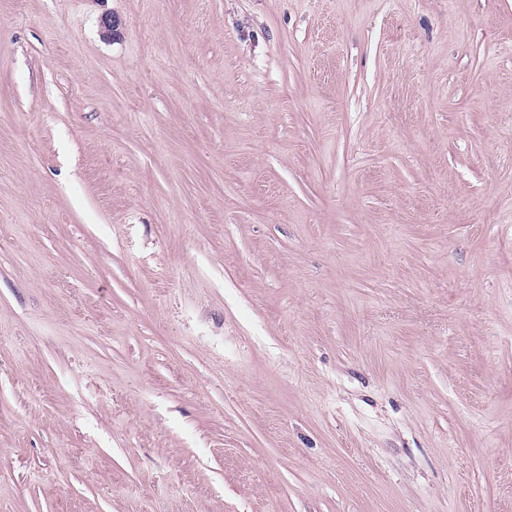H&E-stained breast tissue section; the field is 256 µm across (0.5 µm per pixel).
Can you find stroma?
I'll return each instance as SVG.
<instances>
[{"mask_svg": "<svg viewBox=\"0 0 512 512\" xmlns=\"http://www.w3.org/2000/svg\"><path fill=\"white\" fill-rule=\"evenodd\" d=\"M0 512H512V0H0Z\"/></svg>", "mask_w": 512, "mask_h": 512, "instance_id": "1", "label": "stroma"}]
</instances>
